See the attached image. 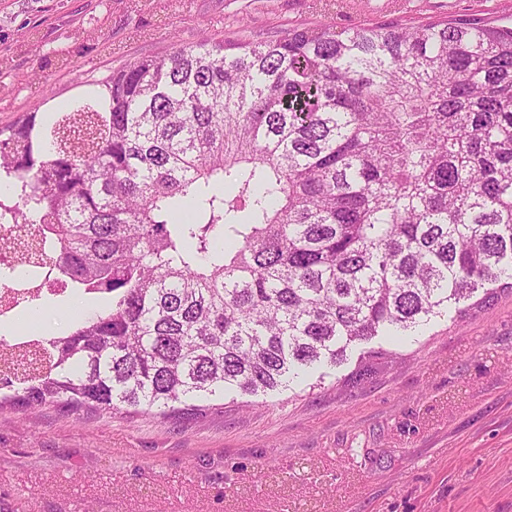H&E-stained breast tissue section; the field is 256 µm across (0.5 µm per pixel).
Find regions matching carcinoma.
<instances>
[{
  "mask_svg": "<svg viewBox=\"0 0 512 512\" xmlns=\"http://www.w3.org/2000/svg\"><path fill=\"white\" fill-rule=\"evenodd\" d=\"M0 128V211L101 303L7 348L0 405L191 414L311 388L360 350L512 294V24L203 38ZM483 296L465 306L463 302Z\"/></svg>",
  "mask_w": 512,
  "mask_h": 512,
  "instance_id": "obj_1",
  "label": "carcinoma"
}]
</instances>
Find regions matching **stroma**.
<instances>
[{"instance_id":"stroma-1","label":"stroma","mask_w":512,"mask_h":512,"mask_svg":"<svg viewBox=\"0 0 512 512\" xmlns=\"http://www.w3.org/2000/svg\"><path fill=\"white\" fill-rule=\"evenodd\" d=\"M512 18V0H0V127L177 45ZM395 362L191 419L0 410V512H512V295Z\"/></svg>"}]
</instances>
